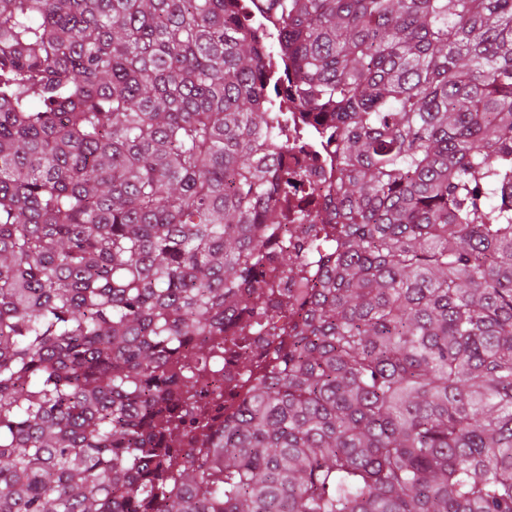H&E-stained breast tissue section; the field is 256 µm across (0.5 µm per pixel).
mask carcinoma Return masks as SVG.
<instances>
[{
	"mask_svg": "<svg viewBox=\"0 0 512 512\" xmlns=\"http://www.w3.org/2000/svg\"><path fill=\"white\" fill-rule=\"evenodd\" d=\"M235 2L0 0V512H512V0H264L301 244ZM325 127L323 120L313 112H306L291 97L288 98V149L278 151L276 144L269 151L276 152L282 165L288 166V172L300 171L306 174L296 189L288 192V197L275 200L276 209L284 216L279 230L280 236L305 235V229L297 219V212L304 209L301 200L309 197L317 202L319 209L324 208L328 194L336 184L338 160L334 143L324 142ZM302 196L303 199H300Z\"/></svg>",
	"mask_w": 512,
	"mask_h": 512,
	"instance_id": "cac0c4a2",
	"label": "carcinoma"
}]
</instances>
